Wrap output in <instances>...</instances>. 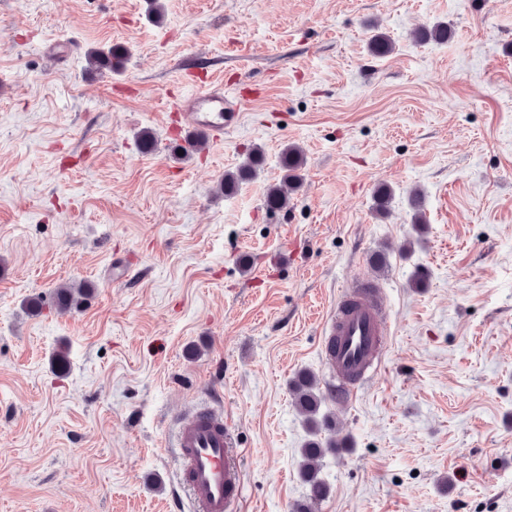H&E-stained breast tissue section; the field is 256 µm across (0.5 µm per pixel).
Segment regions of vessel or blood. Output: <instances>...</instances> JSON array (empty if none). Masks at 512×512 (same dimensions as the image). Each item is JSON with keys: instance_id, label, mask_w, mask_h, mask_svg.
<instances>
[{"instance_id": "vessel-or-blood-1", "label": "vessel or blood", "mask_w": 512, "mask_h": 512, "mask_svg": "<svg viewBox=\"0 0 512 512\" xmlns=\"http://www.w3.org/2000/svg\"><path fill=\"white\" fill-rule=\"evenodd\" d=\"M178 107L189 133L211 138L220 137L239 115L238 101L210 86L199 87ZM388 334L386 305L373 284H359L337 300L325 326L324 361L341 378L345 396H356L380 369ZM175 446L195 512H236L242 504L240 450L223 410L205 407L180 422Z\"/></svg>"}]
</instances>
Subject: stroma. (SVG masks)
I'll list each match as a JSON object with an SVG mask.
<instances>
[{
  "mask_svg": "<svg viewBox=\"0 0 512 512\" xmlns=\"http://www.w3.org/2000/svg\"><path fill=\"white\" fill-rule=\"evenodd\" d=\"M150 4L0 0V512H193L173 438L203 405L245 450L244 512H512V0ZM439 22L448 40H415ZM99 47L117 72L91 68ZM207 83L240 122L186 158L175 104ZM289 145L304 184L272 213ZM256 147L261 172L224 194ZM365 279L384 361L337 400L322 326ZM83 281L87 304L59 310ZM301 370L322 439L351 442L315 504ZM90 286L87 284H63L53 293L55 305L60 309H81L88 299ZM317 381L313 374L308 371H299L289 383V390L293 396L296 406L305 415L314 436L323 429H329L331 422L329 417L323 416L319 419L322 395L316 392Z\"/></svg>",
  "mask_w": 512,
  "mask_h": 512,
  "instance_id": "obj_1",
  "label": "stroma"
}]
</instances>
